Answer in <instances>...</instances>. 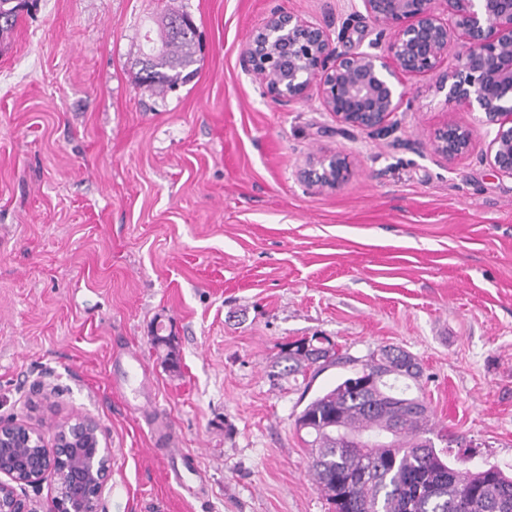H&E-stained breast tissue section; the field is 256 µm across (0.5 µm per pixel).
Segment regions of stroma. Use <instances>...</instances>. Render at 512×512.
Returning a JSON list of instances; mask_svg holds the SVG:
<instances>
[{
    "mask_svg": "<svg viewBox=\"0 0 512 512\" xmlns=\"http://www.w3.org/2000/svg\"><path fill=\"white\" fill-rule=\"evenodd\" d=\"M358 0H37L0 42V416L52 438L89 416L112 452L102 512H332L296 418L380 347L420 362L432 439L458 469L512 471V179L428 149L473 122L442 74L384 136L345 130L318 97L264 94L242 49L273 10L335 31L375 26ZM168 11L200 36L197 74L142 86L144 35ZM342 153L336 190L302 182ZM169 345L154 346L155 335ZM320 336L342 362L285 374ZM142 358L150 392L123 378ZM195 458L199 497L166 476L146 397Z\"/></svg>",
    "mask_w": 512,
    "mask_h": 512,
    "instance_id": "obj_1",
    "label": "stroma"
}]
</instances>
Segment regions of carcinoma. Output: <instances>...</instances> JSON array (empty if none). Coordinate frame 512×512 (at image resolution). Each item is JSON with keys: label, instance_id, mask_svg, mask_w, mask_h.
<instances>
[{"label": "carcinoma", "instance_id": "1", "mask_svg": "<svg viewBox=\"0 0 512 512\" xmlns=\"http://www.w3.org/2000/svg\"><path fill=\"white\" fill-rule=\"evenodd\" d=\"M158 22L160 47L144 54L150 88L190 82L196 31ZM288 373L313 365L305 340L288 352ZM356 369L311 400L296 418L312 437L311 468L334 512H512V477L496 465L465 473L426 437L428 406L417 380L393 374L380 388Z\"/></svg>", "mask_w": 512, "mask_h": 512}]
</instances>
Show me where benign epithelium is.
I'll return each instance as SVG.
<instances>
[{
	"label": "benign epithelium",
	"mask_w": 512,
	"mask_h": 512,
	"mask_svg": "<svg viewBox=\"0 0 512 512\" xmlns=\"http://www.w3.org/2000/svg\"><path fill=\"white\" fill-rule=\"evenodd\" d=\"M375 25L364 49L344 51L351 22L336 35L298 15L273 11L244 46L241 62L271 98L301 103L316 93L344 128L382 134L393 115L411 107L402 78L424 76L458 48L457 65L440 80L450 102L479 114V126L449 122L438 128L430 151L451 163L487 139L483 160L512 179V0H360ZM348 175L341 153L311 161L305 183L321 191ZM49 499L20 493L47 475ZM112 478V454L98 423L73 418L52 442L14 418H0V512H100Z\"/></svg>",
	"instance_id": "benign-epithelium-1"
}]
</instances>
